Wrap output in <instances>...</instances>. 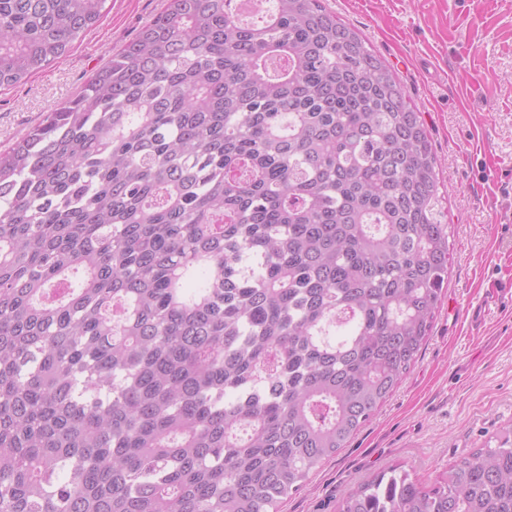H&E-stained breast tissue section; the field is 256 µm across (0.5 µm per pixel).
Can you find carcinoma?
I'll use <instances>...</instances> for the list:
<instances>
[{
	"label": "carcinoma",
	"mask_w": 512,
	"mask_h": 512,
	"mask_svg": "<svg viewBox=\"0 0 512 512\" xmlns=\"http://www.w3.org/2000/svg\"><path fill=\"white\" fill-rule=\"evenodd\" d=\"M107 2L0 0V87ZM231 3L168 0L0 152V512H280L430 336L421 113L323 0ZM494 442L339 512H512V425Z\"/></svg>",
	"instance_id": "carcinoma-1"
}]
</instances>
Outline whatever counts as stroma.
I'll return each instance as SVG.
<instances>
[{
  "label": "stroma",
  "instance_id": "obj_1",
  "mask_svg": "<svg viewBox=\"0 0 512 512\" xmlns=\"http://www.w3.org/2000/svg\"><path fill=\"white\" fill-rule=\"evenodd\" d=\"M108 0L55 63L0 88V150L74 97L165 7ZM395 71L430 135L451 266L418 360L281 512H338L404 468L429 484L512 424V0H324Z\"/></svg>",
  "mask_w": 512,
  "mask_h": 512
}]
</instances>
